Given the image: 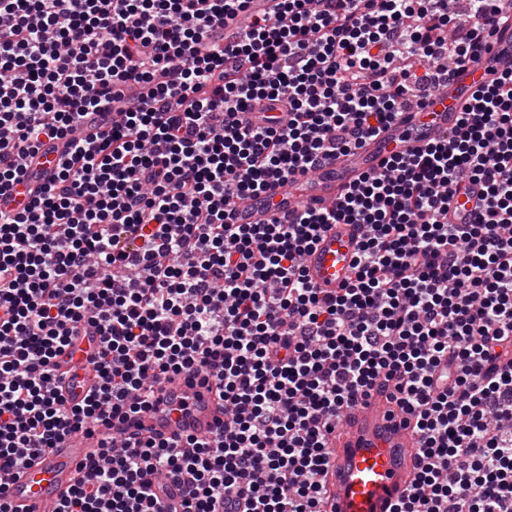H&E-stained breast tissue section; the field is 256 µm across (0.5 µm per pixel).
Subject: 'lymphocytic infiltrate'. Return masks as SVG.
<instances>
[{
    "label": "lymphocytic infiltrate",
    "instance_id": "1",
    "mask_svg": "<svg viewBox=\"0 0 512 512\" xmlns=\"http://www.w3.org/2000/svg\"><path fill=\"white\" fill-rule=\"evenodd\" d=\"M470 2L460 21L454 0H0V471L149 412L194 371L229 431L107 433L49 512H327L328 438L390 382L419 436L393 512H512V72L336 207L230 221L478 61L512 19ZM56 149V174L10 208L16 153ZM467 182L474 219L449 223ZM329 224L367 228L333 294L303 267ZM86 336L100 380L73 404L57 359Z\"/></svg>",
    "mask_w": 512,
    "mask_h": 512
}]
</instances>
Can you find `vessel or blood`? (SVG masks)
Segmentation results:
<instances>
[{
    "label": "vessel or blood",
    "instance_id": "obj_1",
    "mask_svg": "<svg viewBox=\"0 0 512 512\" xmlns=\"http://www.w3.org/2000/svg\"><path fill=\"white\" fill-rule=\"evenodd\" d=\"M512 69V28L499 32L479 62L454 69L445 90L434 93L426 112L410 109L397 115L385 132L362 148L340 155L308 177L268 196L240 202L234 221L258 224L308 208H332L346 189L362 175L381 170L391 153L409 154L429 141L454 130L461 109L470 104L478 85ZM481 192L468 184L463 198L452 200L448 221L469 223ZM364 230L358 224H331L306 255L307 278L315 287L333 291L353 276ZM63 379L59 390L70 401L81 399L97 383L92 363L72 368L69 357L59 360ZM224 408L214 384L190 380L181 373L164 385L153 412L119 424L124 435L174 438L186 434L209 436L222 428ZM98 446L94 436L80 435L64 447L38 455L18 472L0 476L17 512H31L58 500L73 482L77 465ZM417 437L405 416L388 400L385 391L373 390L344 413V424L329 445L325 481L330 512H390L391 506L411 488L416 470Z\"/></svg>",
    "mask_w": 512,
    "mask_h": 512
}]
</instances>
